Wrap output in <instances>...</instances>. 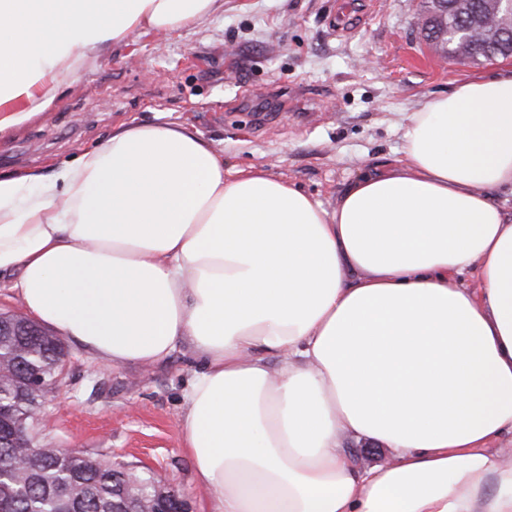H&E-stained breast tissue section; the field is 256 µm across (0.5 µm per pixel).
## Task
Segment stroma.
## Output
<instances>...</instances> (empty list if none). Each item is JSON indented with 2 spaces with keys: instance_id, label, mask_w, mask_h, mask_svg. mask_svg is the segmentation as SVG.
<instances>
[{
  "instance_id": "35a3bbf8",
  "label": "stroma",
  "mask_w": 512,
  "mask_h": 512,
  "mask_svg": "<svg viewBox=\"0 0 512 512\" xmlns=\"http://www.w3.org/2000/svg\"><path fill=\"white\" fill-rule=\"evenodd\" d=\"M424 0H224L222 15L159 37L133 36L87 63L44 112L0 134V174L48 167L121 122L185 123L224 156L261 166L334 208L361 167L396 154L413 112L452 80L493 71L456 64L414 25ZM38 420L58 448L102 450L209 512L182 446L187 349L156 365L104 367L75 345Z\"/></svg>"
}]
</instances>
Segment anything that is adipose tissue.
I'll list each match as a JSON object with an SVG mask.
<instances>
[{
    "mask_svg": "<svg viewBox=\"0 0 512 512\" xmlns=\"http://www.w3.org/2000/svg\"><path fill=\"white\" fill-rule=\"evenodd\" d=\"M224 0H0V132L108 47ZM512 67L413 113L335 209L197 129L123 122L0 174V274L104 366L186 347L210 512H512ZM384 461L360 467L343 439Z\"/></svg>",
    "mask_w": 512,
    "mask_h": 512,
    "instance_id": "obj_1",
    "label": "adipose tissue"
}]
</instances>
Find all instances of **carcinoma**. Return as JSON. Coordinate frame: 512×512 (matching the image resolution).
Instances as JSON below:
<instances>
[{
	"instance_id": "cac0c4a2",
	"label": "carcinoma",
	"mask_w": 512,
	"mask_h": 512,
	"mask_svg": "<svg viewBox=\"0 0 512 512\" xmlns=\"http://www.w3.org/2000/svg\"><path fill=\"white\" fill-rule=\"evenodd\" d=\"M443 34L442 18L430 15L425 34L430 45L448 54L456 52ZM63 351V342L53 334L0 336V406L6 408L0 417L5 422L26 418L35 408V399L20 391L22 379L38 377L43 381L42 393L51 392ZM31 438L43 443V455L32 467L12 470L22 449L12 445L7 425H0V471L7 475L0 481V512H58L65 492L74 495V512H112V488L139 484L149 491L154 484L135 468L116 463L100 451L66 456L38 433H31Z\"/></svg>"
}]
</instances>
